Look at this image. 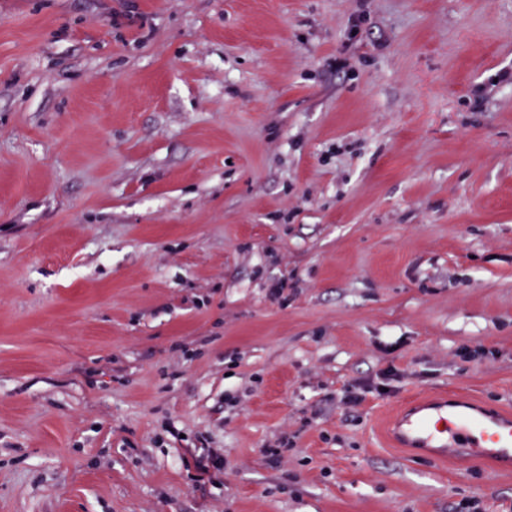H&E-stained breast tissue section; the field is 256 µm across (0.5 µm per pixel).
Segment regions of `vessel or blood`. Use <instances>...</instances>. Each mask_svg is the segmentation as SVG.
I'll list each match as a JSON object with an SVG mask.
<instances>
[{
    "instance_id": "1",
    "label": "vessel or blood",
    "mask_w": 512,
    "mask_h": 512,
    "mask_svg": "<svg viewBox=\"0 0 512 512\" xmlns=\"http://www.w3.org/2000/svg\"><path fill=\"white\" fill-rule=\"evenodd\" d=\"M392 440L410 451L427 450L460 471L490 462L512 472V413L475 408L451 395H427L396 415Z\"/></svg>"
}]
</instances>
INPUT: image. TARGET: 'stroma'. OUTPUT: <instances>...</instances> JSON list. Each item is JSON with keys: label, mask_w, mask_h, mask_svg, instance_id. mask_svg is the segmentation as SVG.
Masks as SVG:
<instances>
[{"label": "stroma", "mask_w": 512, "mask_h": 512, "mask_svg": "<svg viewBox=\"0 0 512 512\" xmlns=\"http://www.w3.org/2000/svg\"><path fill=\"white\" fill-rule=\"evenodd\" d=\"M420 390L512 410V0H0V512H512ZM379 378L382 379V381L376 386L370 383H359L350 387L344 399V403L351 406L360 405L365 398V393L370 392L371 388L382 396H390L393 394L395 392L394 387L390 386L388 382L397 380L399 378L398 373L393 368L389 367L380 372ZM384 388H388V391H384Z\"/></svg>", "instance_id": "stroma-1"}]
</instances>
